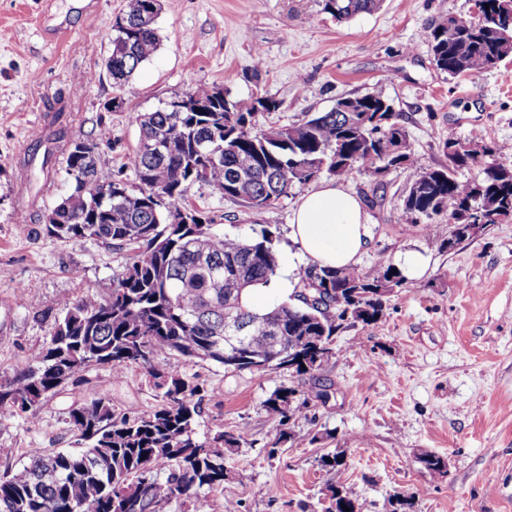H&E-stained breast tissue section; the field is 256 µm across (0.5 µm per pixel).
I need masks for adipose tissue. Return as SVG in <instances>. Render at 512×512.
Masks as SVG:
<instances>
[{
  "mask_svg": "<svg viewBox=\"0 0 512 512\" xmlns=\"http://www.w3.org/2000/svg\"><path fill=\"white\" fill-rule=\"evenodd\" d=\"M289 238L296 260L333 269L353 266L370 239L361 200L330 180L303 196L293 212Z\"/></svg>",
  "mask_w": 512,
  "mask_h": 512,
  "instance_id": "1",
  "label": "adipose tissue"
}]
</instances>
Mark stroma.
Returning <instances> with one entry per match:
<instances>
[{
	"instance_id": "1",
	"label": "stroma",
	"mask_w": 512,
	"mask_h": 512,
	"mask_svg": "<svg viewBox=\"0 0 512 512\" xmlns=\"http://www.w3.org/2000/svg\"><path fill=\"white\" fill-rule=\"evenodd\" d=\"M471 6L383 0L376 12L339 21L321 0H160L159 49L119 91L104 58L126 0H0V383L82 296L107 295L128 261L118 246L74 244L47 231L45 214L71 191L69 140L99 142L112 158L104 180L136 184L129 157L138 115L191 86L216 87L244 103L274 98L279 109L262 120L279 125L329 111L342 96L376 94L400 113L424 164L446 165L447 138L477 133L494 159L512 166V58L451 77L426 41L432 23L470 17ZM62 22L69 34L51 37L49 27ZM81 74L92 82L76 86ZM416 177L410 166L392 170L380 197L367 175L345 181L370 216L356 269L397 262L408 251L424 254L427 269L394 290L378 323L341 330L319 369L232 372L158 354L159 365L204 388L199 433L248 431L247 445L227 461L223 487L206 493V512H224L229 501L239 512H315L332 487L358 512H390L396 493L407 499L399 512H512V219L440 248L447 225L397 220ZM308 191L295 186L273 208L252 212L207 187L187 190L216 230L249 238L267 228L278 236L279 274L253 291L255 307L293 299L285 288L294 277L289 224ZM279 387L306 398L301 415L283 421L265 410ZM100 395L119 412L158 403L146 369L118 377L89 368L47 398L37 417L0 419V469L22 464L29 448L72 447L67 407ZM334 452L343 465L321 467L320 457ZM425 453L446 460L444 474L424 468Z\"/></svg>"
}]
</instances>
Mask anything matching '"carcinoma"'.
Listing matches in <instances>:
<instances>
[{
    "label": "carcinoma",
    "mask_w": 512,
    "mask_h": 512,
    "mask_svg": "<svg viewBox=\"0 0 512 512\" xmlns=\"http://www.w3.org/2000/svg\"><path fill=\"white\" fill-rule=\"evenodd\" d=\"M144 0H128L112 28L106 71L116 89L158 51L156 18L140 19ZM382 0H322L323 10L338 19L377 10ZM489 3L487 22L479 30L448 17L427 33L436 66L451 77L482 73L512 57V0ZM215 89L195 86L191 93L207 112H170L163 106L138 116L140 139L130 157L140 185L104 181L111 167L98 144L85 140L79 154L68 152L66 173L72 191L55 208L59 223L47 225L60 239L81 244L112 243L130 252L112 292L80 298L58 320L49 339L27 358L11 379L0 384V418L38 415L43 401L63 393L70 381L92 365H109L121 374L150 364L167 352L210 360L236 371H277L288 357L333 345L344 325L377 323L383 317L381 288L404 281L384 260L369 271L330 269L311 264L299 274L296 297L307 290L306 278L320 275L321 303L283 302L263 311L253 308L251 292L269 287L278 275L276 237L267 229L258 238L217 232L205 224L185 193L199 180L222 198L251 211L274 207L297 184L326 173L348 180L364 173L377 179L383 165L425 166L412 150L400 114L381 96L356 97L362 112L336 107L291 125L262 124L259 116L279 109L273 98L259 106L243 105ZM380 115L366 113L373 106ZM223 144L212 161L203 144ZM492 157L465 153L448 157L418 195L406 193L400 221L428 227L443 213L457 224L487 225L493 216L512 211V173L478 183L461 182L455 171ZM188 211L189 224H174L170 209ZM360 290L356 302H336V284ZM247 326V345L234 361L224 358L227 301ZM285 337L284 355L273 359L270 336ZM150 375L161 404L134 414L117 412L101 397L74 401L65 421L75 437V451H25L26 462L0 472V512H124L112 503L127 502L129 512H169L176 502L203 508L201 493L224 484L226 453L248 444L245 429L218 430L198 437L201 388L191 378L151 364ZM296 393L278 388L264 401L270 414L285 419L300 413L288 402Z\"/></svg>",
    "instance_id": "carcinoma-1"
}]
</instances>
